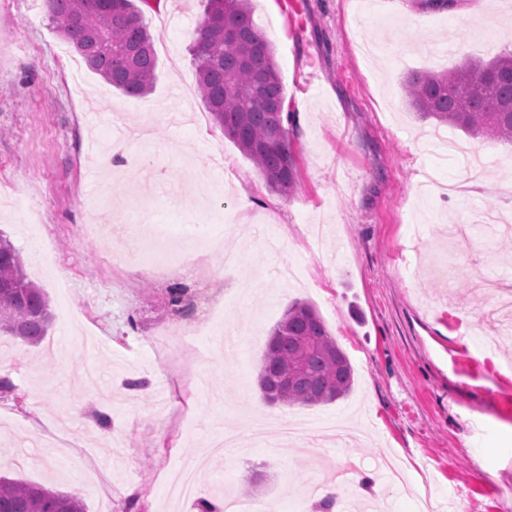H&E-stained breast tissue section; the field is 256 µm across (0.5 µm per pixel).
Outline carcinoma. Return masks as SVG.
Wrapping results in <instances>:
<instances>
[{"instance_id":"1","label":"carcinoma","mask_w":512,"mask_h":512,"mask_svg":"<svg viewBox=\"0 0 512 512\" xmlns=\"http://www.w3.org/2000/svg\"><path fill=\"white\" fill-rule=\"evenodd\" d=\"M48 18L86 66L123 94H146L156 79L153 37L142 7L151 0H45ZM192 52L200 94L213 119L267 185H297L289 113L275 51L249 0H206ZM403 88L424 119L512 145V49L484 62L468 56L445 71L409 72ZM50 324L48 301L28 280L12 243L0 237V331L36 344ZM352 367L315 308L294 302L266 343L257 385L271 405H325L345 397ZM0 512H85L76 495L0 475Z\"/></svg>"}]
</instances>
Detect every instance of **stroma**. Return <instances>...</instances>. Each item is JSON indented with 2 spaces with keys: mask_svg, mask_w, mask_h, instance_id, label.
<instances>
[{
  "mask_svg": "<svg viewBox=\"0 0 512 512\" xmlns=\"http://www.w3.org/2000/svg\"><path fill=\"white\" fill-rule=\"evenodd\" d=\"M272 42L290 112L297 188L270 191L212 120L190 52L205 0H165L145 12L157 78L130 97L84 71L47 14L0 0V234L42 288L52 320L29 344L0 332V473L78 493L85 512H123L143 490L147 512H193L168 488L202 445L235 431L238 450L214 460L198 496L217 492L278 512H312L318 454H350L371 471L389 455L408 483H357L342 512H512V334L496 311L493 280L512 291V147L417 118L402 92L411 70L445 69L461 55L487 60L512 43V0H463L453 11L422 0H251ZM146 127L145 145L119 146L139 161L131 178L91 156L113 113ZM101 171L112 212H139L177 263L176 274L112 283L101 246L84 234L97 213L86 173ZM240 287L228 296L206 241L230 223ZM55 256L41 266L39 251ZM184 288L185 312L168 303ZM237 345L197 339L192 389L166 368L155 343L189 326L214 299ZM311 303L353 368V388L335 403L265 405L256 380L268 336L290 303ZM142 378L147 393L109 394L114 380ZM107 412L101 427L95 415ZM317 423L285 444L254 442L256 415L302 414ZM342 421L371 429L344 448L326 429Z\"/></svg>",
  "mask_w": 512,
  "mask_h": 512,
  "instance_id": "obj_1",
  "label": "stroma"
}]
</instances>
